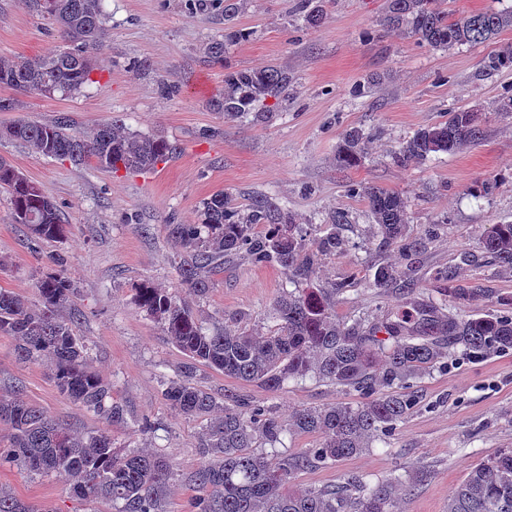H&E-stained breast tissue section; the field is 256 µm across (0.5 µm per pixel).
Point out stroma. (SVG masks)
<instances>
[{
    "mask_svg": "<svg viewBox=\"0 0 512 512\" xmlns=\"http://www.w3.org/2000/svg\"><path fill=\"white\" fill-rule=\"evenodd\" d=\"M234 2L236 13L228 19L225 0H103L107 34L93 49L101 62L93 84L66 98L0 87V97L20 104L0 111V128L21 118L50 123L64 116L75 131L89 134L118 120L180 147L153 171L109 173L0 139V156L57 204L67 225L63 239L29 249L0 191V289L39 306L35 283L53 271L50 254L66 256L65 274L77 288L66 310L78 318L91 366L132 416L109 432L116 447L143 448L169 461L168 512H193L197 492L185 475L201 462L203 422L177 413L164 399L161 380L174 376L185 357L135 305L131 288L147 280L186 296L177 286L186 255L170 242L165 226L197 223L204 198L223 191L243 206L262 195L316 235L334 213H347L344 249L323 257L312 280L323 288L347 283L336 306L342 320L382 319L437 299L441 275L468 292L459 306L465 316L502 311L503 299L512 297V273L479 245L489 225L512 223V112L498 109L512 72L483 67L488 54L512 45V29L488 44L432 48L407 31L384 28L386 0ZM307 5L323 6L319 25L305 24ZM228 30L241 31L243 40L227 45L223 64L205 62V46ZM61 45L53 25L33 15L25 0H0V56L31 59ZM267 66L292 77L287 97L267 119L251 112L228 119L213 109L226 75ZM452 107L482 114L481 143L431 154L419 164L395 162L408 137L446 120ZM351 128L367 136V152L358 165L343 169L336 153ZM486 179L495 181L494 191L474 197L473 186ZM354 185L403 195L412 232L432 231L417 259L416 288H373L377 265L403 267L407 260L398 248L379 250L367 200L351 193ZM289 288L279 266L231 256L197 301V314L207 327L237 313L266 328L274 302ZM196 383L216 394H241L284 418L303 408L363 400L359 392L311 376L273 393L202 367ZM17 385L73 432L100 428L95 416L60 393L49 361H20L16 338L0 334V394ZM417 391L418 405L369 451L299 470L292 489L321 488L351 476L372 486L420 473L424 479L403 497L402 512H446L450 492L473 467L512 448V351L482 359L454 354L422 378ZM144 420L152 425L146 433L138 428ZM0 487L37 512H89L57 473L32 476L5 464Z\"/></svg>",
    "mask_w": 512,
    "mask_h": 512,
    "instance_id": "obj_1",
    "label": "stroma"
}]
</instances>
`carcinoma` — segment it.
Here are the masks:
<instances>
[{
	"mask_svg": "<svg viewBox=\"0 0 512 512\" xmlns=\"http://www.w3.org/2000/svg\"><path fill=\"white\" fill-rule=\"evenodd\" d=\"M25 2L33 14L56 27L67 47L26 62L1 56L0 85L45 97L75 94L91 82L98 67L87 48L104 34L103 0ZM385 24L408 25L427 46L449 48L495 38L512 27V11H480L452 21L437 0H387ZM238 38L230 32L208 43L206 58L224 62V42ZM486 67L512 71V46L489 56ZM291 82L288 71L276 67L239 72L225 80L224 94L212 106L226 116L263 109L267 99L285 96ZM482 137L480 113L450 108L447 120L419 129L402 143L395 158L402 164L419 163L432 153L455 152ZM2 138L25 142L46 157L92 162L108 172H147L177 153L167 138L128 131L116 120L84 135L73 131L64 117L51 123L20 119L0 129ZM365 150L363 133L347 130L337 162L353 167ZM0 187L9 195L12 221L30 249L64 236L55 204L3 158ZM363 194L379 247L396 244L408 258L426 250L431 233H410L407 199L377 186L363 189ZM346 223L347 214L338 212L328 232L309 239L303 227L268 198L255 197L242 209L219 191L202 202L198 223L166 225L168 238L189 257L179 267V285L198 297L213 287L209 273L223 267L224 258L238 254L258 265H278L289 282L298 285L275 301V325L266 332L245 325L207 329L194 308L168 290L148 281L133 288L136 305L187 356L176 377L163 382L165 399L186 417L206 418L199 444L203 461L186 475L197 489L195 512H398V488L410 490L422 476L412 474L369 490L359 478L349 477L337 485L300 492L290 488L291 479L303 468L360 454L371 439L392 431L417 405L416 395L401 389L448 363L456 352L483 357L512 350L511 315L466 317L448 308L445 299L425 306L412 323L399 315L369 323L337 319L336 304L344 300L345 285L307 284L321 257L342 249L339 227ZM481 245L501 266L512 268L511 223L490 225ZM50 260L59 270L36 282L40 307L0 290V333L18 338L20 360L50 361L60 393L73 405L107 427L124 424L126 406L112 398L110 384L92 370L87 345L76 334L77 321L59 314L76 293L64 273L67 260L58 253ZM414 274L411 264L402 270L380 265L373 286L388 288L400 280L409 284ZM200 365L272 392L290 379L312 376L373 397L356 405L300 409L284 420L269 408L249 405L240 395L217 396L202 389L193 382ZM0 422L12 429L9 447L0 449L1 462L21 465L34 475L63 474L74 497L110 503L115 512H167L171 469L164 458L142 448L118 452L104 429L75 434L28 401L19 386L10 396H0ZM290 432L319 433L322 439L314 448L274 460L257 451L266 446L276 450ZM0 512L34 509L0 489ZM448 512H512V448L475 466L449 494Z\"/></svg>",
	"mask_w": 512,
	"mask_h": 512,
	"instance_id": "1",
	"label": "carcinoma"
}]
</instances>
